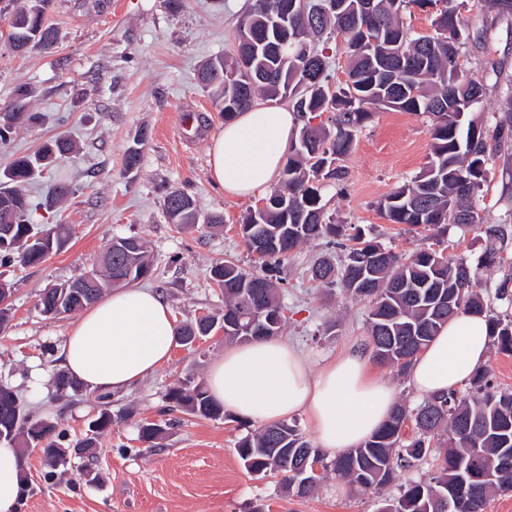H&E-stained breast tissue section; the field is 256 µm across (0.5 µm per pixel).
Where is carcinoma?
Masks as SVG:
<instances>
[{"label":"carcinoma","instance_id":"1","mask_svg":"<svg viewBox=\"0 0 512 512\" xmlns=\"http://www.w3.org/2000/svg\"><path fill=\"white\" fill-rule=\"evenodd\" d=\"M288 2L291 10L282 9ZM445 2L435 22V34L410 35L403 21L409 5L418 7ZM52 0H23L8 21L11 49L31 45L45 50L56 42L53 28L45 24ZM466 23L452 0H252L242 17L237 45L232 53L207 61L199 83L211 93L218 111L229 120L261 99H284L301 118L295 142L280 181L281 187L265 197L264 210L243 217L241 229L249 238L262 236L269 248L257 256V265L245 269L226 260L210 270V279L224 289V340L238 342L241 335L260 330L281 332L282 314L278 284L271 272L300 245L324 240L344 252L338 263L327 257L315 261L312 279L325 288H338L348 297L369 305L368 346L380 364L406 373L414 358L441 327L448 314L436 310L438 303L453 299V314H484L490 324L491 345L512 355V317L488 310L474 289L475 273L462 259H450L431 248L409 255L388 249L362 235L347 232L327 215L321 189L327 182L340 184L346 171L340 161L354 149L359 130L377 110L419 112L430 120L431 148L428 162L417 176L378 203V209L393 224L428 229L455 224L460 209L470 212L469 225L480 223L474 201L487 177V165L501 143L512 137L502 126L488 132L469 118L484 94V85L459 77L456 55ZM343 35L349 53L345 85L331 86L326 56L312 46L315 40L329 42ZM34 90H17L0 109V115L22 117L32 125ZM332 113L331 125H311L316 114ZM147 134L139 132L125 156V172L139 169L141 145ZM74 145L64 136L45 144L33 156L19 157L0 168V225L11 224L10 247L0 250V266L35 267L60 252L67 236L60 232L41 235L29 218L31 204L26 185L41 168L70 155ZM164 208L173 224L198 223L195 200L174 189L165 195ZM136 256L125 257L110 246L112 264L96 277L97 284L78 296L59 283L44 289L39 297L45 310L60 295L58 314H67L95 303L109 288L136 282L152 270L147 241L139 236ZM215 318L201 319L178 331L191 340L210 335ZM57 395L81 390V385L62 373L55 377ZM12 392L0 391V438L23 449L41 453L47 475L77 455L93 454L97 438L112 427V413L103 407L89 421L85 437L71 445L62 440L57 425L48 418L26 412ZM169 406L206 419H219L224 408L215 404L206 388L191 382L173 387L166 394ZM414 433L403 438L406 421ZM170 423L145 422L140 438L151 445L162 439ZM314 447L295 424L266 425L238 444L243 466L254 472L275 470L282 475L285 492L295 498L313 493L319 483L302 485L293 471ZM322 477L333 475L363 494L380 496L404 472L426 464V478L409 479L399 485V494L382 499L381 507L392 512H445L451 497L468 503L486 504L494 493L512 491V391L500 389L488 371H477L462 390L425 400L409 410L396 407L389 421L359 448H350L325 458Z\"/></svg>","mask_w":512,"mask_h":512}]
</instances>
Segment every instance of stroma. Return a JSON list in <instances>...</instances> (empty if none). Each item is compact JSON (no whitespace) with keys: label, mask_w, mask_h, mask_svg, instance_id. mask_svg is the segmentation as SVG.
I'll list each match as a JSON object with an SVG mask.
<instances>
[{"label":"stroma","mask_w":512,"mask_h":512,"mask_svg":"<svg viewBox=\"0 0 512 512\" xmlns=\"http://www.w3.org/2000/svg\"><path fill=\"white\" fill-rule=\"evenodd\" d=\"M18 2L0 0V107L18 87L28 86L42 120L18 128L9 145H0V165L67 135L75 145L66 161L74 194L64 202L49 201L57 183L52 165L27 187L39 205L33 223L63 226L69 243L41 265L0 267V282L10 288L8 325L0 331V384L13 388L33 415L54 420L73 442L85 436L100 405H108L114 417L92 462L72 459L50 478L38 452L26 456L31 491L21 512H250L255 504L266 512H378L380 498L333 478L318 493L299 499L285 496L276 476L250 475L237 445L256 427L233 413L210 420L168 412L169 388L187 380L205 382L211 362L223 356L221 330L194 346L174 345L163 368L128 390L105 398L85 389L65 399L56 396L51 378L61 370L58 355L73 318L44 316L38 295L90 270L112 237L136 234L149 242L152 273L140 285L163 297L179 326L222 317L224 293L209 278L212 266L227 260L245 267L253 263L239 224L257 201L225 198L212 184L208 148L224 118L197 81L203 63L234 49L248 3L186 0L175 12L164 0H53L46 18L58 34L55 48L16 53L7 35ZM455 4L468 23L458 71L486 87L472 115L490 128L512 125L506 107L512 97V17H498L486 0ZM144 127L150 137L140 168L125 172L126 150ZM430 143L425 115L374 112L343 162L344 185L330 183L321 190L326 211L335 223L359 226L394 251L429 247L466 259L492 313L512 315V302L497 295L501 284L512 285V142L489 164L479 194L480 225L411 232L377 208L420 172ZM173 189L195 199L200 223H170L163 199ZM211 214L223 215V229L206 227ZM488 224L502 225L506 232L500 257L490 265L483 261ZM324 252L321 242L307 243L275 270L286 316L281 336L313 359L369 354L367 305L340 289L318 287L311 278V266ZM36 369L45 376L37 389L29 385ZM165 417L172 428L156 447H147L139 438L140 423ZM88 465L97 481L84 478Z\"/></svg>","instance_id":"35a3bbf8"}]
</instances>
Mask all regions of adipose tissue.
<instances>
[{"label":"adipose tissue","mask_w":512,"mask_h":512,"mask_svg":"<svg viewBox=\"0 0 512 512\" xmlns=\"http://www.w3.org/2000/svg\"><path fill=\"white\" fill-rule=\"evenodd\" d=\"M299 123L296 112L273 101L238 114L211 139L212 180L233 198L265 191L276 182ZM176 332L160 295L123 288L78 316L59 358L88 391H119L169 361ZM489 354L485 317L458 314L416 356L407 382L424 398L448 393L482 368ZM207 385L217 404L257 425L305 416L316 447L330 457L363 444L397 406L394 386L368 358L343 354L313 361L279 337L226 347L210 365ZM20 473L19 448L0 442V512H13Z\"/></svg>","instance_id":"1"}]
</instances>
